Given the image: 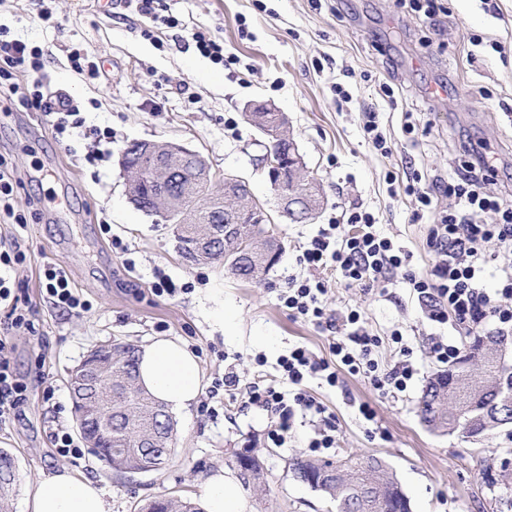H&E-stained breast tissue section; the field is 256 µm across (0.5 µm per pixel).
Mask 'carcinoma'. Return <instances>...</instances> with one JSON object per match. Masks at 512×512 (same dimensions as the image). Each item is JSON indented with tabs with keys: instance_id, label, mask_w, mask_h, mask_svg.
Here are the masks:
<instances>
[{
	"instance_id": "obj_1",
	"label": "carcinoma",
	"mask_w": 512,
	"mask_h": 512,
	"mask_svg": "<svg viewBox=\"0 0 512 512\" xmlns=\"http://www.w3.org/2000/svg\"><path fill=\"white\" fill-rule=\"evenodd\" d=\"M201 155L184 159L175 177L187 183L196 178ZM313 209L307 195L301 193L293 208L277 212L276 219L285 224H302L312 218ZM214 246L201 252L194 248L193 238L176 234L178 252L189 263L216 260L233 275L253 280L263 276L270 266L254 252L256 234L249 220L236 217L232 231L214 224ZM509 336L488 333L476 336L467 344L464 354L448 370L432 377L419 400L418 410L430 431L456 434L463 439L485 436L496 428L512 425L497 416L496 395L512 397V363L498 366L488 361L479 364L475 358L490 347L506 349ZM137 348L132 344H114L98 358L85 363L93 375V389L71 383L75 420L83 439L94 442L96 457L116 471L155 462L165 463L163 451L173 445L175 423L165 406L144 390L138 382ZM475 385L470 401L476 409L459 414L455 411V392ZM14 455L0 448V512H14L13 501L18 491L19 472L13 468ZM293 476L336 503V512H410V502L401 485L385 463L374 456L350 457L336 463H316L296 459L291 463ZM138 512H202L190 500L159 497L138 508Z\"/></svg>"
}]
</instances>
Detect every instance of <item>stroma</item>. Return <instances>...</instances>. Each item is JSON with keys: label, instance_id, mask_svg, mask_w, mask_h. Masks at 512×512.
I'll return each mask as SVG.
<instances>
[{"label": "stroma", "instance_id": "obj_1", "mask_svg": "<svg viewBox=\"0 0 512 512\" xmlns=\"http://www.w3.org/2000/svg\"><path fill=\"white\" fill-rule=\"evenodd\" d=\"M433 19L409 0H159L151 21L124 0H0V25L11 38L43 51L42 68L52 89L81 102L87 125L110 128L102 162L83 157L92 140L66 149L51 136L49 117L12 100L0 115V156L18 179L11 196L25 228L0 222V248L20 241L26 260L14 275L20 307L34 313L38 337L13 338L11 365L30 388L27 403L0 426V448L19 461L21 484L66 467L100 481L111 512H135L159 496L200 502L207 478L231 469L234 453L252 449L265 479L241 486L252 512H334L322 493L296 481L290 464L309 458L310 422L298 425L287 447L266 443L267 413L240 410L222 396L217 417L200 406L175 416L173 450L161 469L119 474L91 451L71 459L56 453L50 435L77 433L69 372L98 345H143L164 336L184 343L199 359L203 386L225 371L241 384L275 376L280 355L296 344L329 354V333L289 316L277 294L289 276H304L300 249L322 224L346 221L353 207L372 212L378 228L413 255L414 270L436 261L426 245V226L412 220L407 201L391 196L387 174L420 172L426 180L447 176L464 158L460 140L480 144L499 159L492 193L512 186V0H437ZM49 9L51 23L36 22ZM176 17L178 26L162 24ZM203 31L234 63L203 57L192 35ZM84 53L81 70L68 60ZM98 74H91V67ZM344 87L349 99L337 98ZM262 101L288 118L307 175L324 193L319 213L306 224H272L282 246L276 264L257 282L237 280L220 263H187L173 227L135 208L126 192L119 154L134 140L170 141L197 151L213 172L245 178L267 208L276 199L257 168L264 139L246 117ZM377 113L392 142L381 154L365 140L363 115ZM413 132H406V123ZM45 168L51 185L36 175ZM112 227L104 234L101 223ZM119 236L127 254L112 248ZM66 268L94 304L81 317L59 312L39 282L45 263ZM176 284L193 283L173 299L150 291L155 270ZM204 282H197V275ZM328 310H359L379 334L400 330L419 370L407 390L392 397L367 379L345 377L331 389L310 381L309 390L336 419L335 458L373 455L392 469L411 512H512V427L477 441L438 435L418 413L422 391L439 363L433 340L465 346V331L427 320L416 295L395 281L388 295L350 286L330 276ZM233 329H225V319ZM267 363L259 367L255 355ZM53 389L45 397V389ZM369 404L376 422L363 419Z\"/></svg>", "mask_w": 512, "mask_h": 512}]
</instances>
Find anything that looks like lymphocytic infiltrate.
<instances>
[{
    "instance_id": "1",
    "label": "lymphocytic infiltrate",
    "mask_w": 512,
    "mask_h": 512,
    "mask_svg": "<svg viewBox=\"0 0 512 512\" xmlns=\"http://www.w3.org/2000/svg\"><path fill=\"white\" fill-rule=\"evenodd\" d=\"M40 56L39 49L22 41L0 39V94L19 95L26 110L54 115L52 133L56 139L76 134L111 142V129L86 126L72 98L54 100L44 96L37 82L20 87L18 73L39 69ZM497 172V157L475 151L446 177L425 184L416 176L400 184L414 219L433 213L435 197L451 202L447 215L427 227L426 245L438 261L425 273L411 269L412 253L381 234L369 212L356 210L346 223L322 225L298 258L309 269V276L289 278L278 299L290 316L315 322L330 332L329 358L297 345L279 357L280 379L260 375L243 388L237 376L228 372L213 381L209 397L221 392L237 394L242 408H256L271 415L274 423L267 438L278 448L287 447L298 419L315 420L308 448L325 454L336 446V423L307 390L308 380L317 379L335 389L342 386L343 377L348 374L366 378L386 395L394 396L407 389L418 369L402 333L391 331L389 340L397 344L400 358L393 366H385L379 358L384 340L365 326L358 310H348L339 318L327 313L324 273L328 270L339 274L346 284L383 291L392 286L395 277H402L431 322L472 332L484 331L492 323L497 332L511 334L512 258L498 261L495 250L512 246V204L486 190ZM25 258L17 248L0 251V423L6 422L27 399L26 384L10 368L12 337L19 331L32 336L37 333L32 311L20 307L11 287L12 274ZM492 265L497 268L499 286L490 292L483 281ZM40 280L54 308L72 316L92 311V302L76 291L63 267L45 264Z\"/></svg>"
}]
</instances>
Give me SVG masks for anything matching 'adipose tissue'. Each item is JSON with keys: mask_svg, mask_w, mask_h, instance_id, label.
<instances>
[{"mask_svg": "<svg viewBox=\"0 0 512 512\" xmlns=\"http://www.w3.org/2000/svg\"><path fill=\"white\" fill-rule=\"evenodd\" d=\"M138 371L140 385L173 414L188 410L202 390L197 357L172 339L157 338L144 345ZM201 507L203 512L251 510L238 491L236 476L229 472L209 479ZM26 512H110V508L98 481L64 468L30 485Z\"/></svg>", "mask_w": 512, "mask_h": 512, "instance_id": "obj_1", "label": "adipose tissue"}]
</instances>
